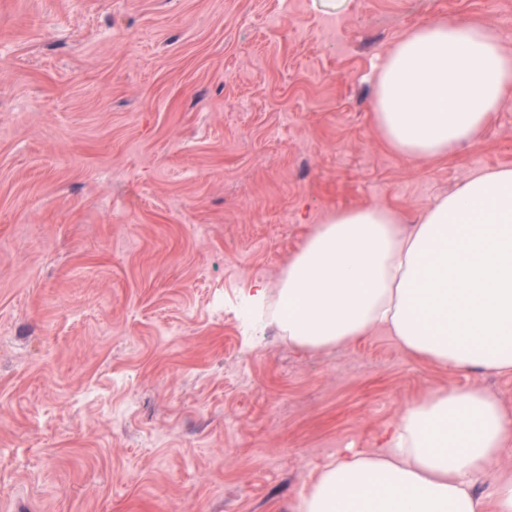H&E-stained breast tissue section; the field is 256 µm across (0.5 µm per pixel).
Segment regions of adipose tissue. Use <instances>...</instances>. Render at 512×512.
Instances as JSON below:
<instances>
[{
    "mask_svg": "<svg viewBox=\"0 0 512 512\" xmlns=\"http://www.w3.org/2000/svg\"><path fill=\"white\" fill-rule=\"evenodd\" d=\"M512 105V51L492 22L439 18L388 51L374 127L396 152L448 156ZM274 304L289 342L327 349L384 330L451 370L512 373V168L473 173L402 226L384 206L330 215L289 262L277 293L256 284L251 311ZM512 452V414L478 386L430 390L375 451L341 457L295 512H512V473L492 502L476 479Z\"/></svg>",
    "mask_w": 512,
    "mask_h": 512,
    "instance_id": "adipose-tissue-1",
    "label": "adipose tissue"
}]
</instances>
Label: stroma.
Returning a JSON list of instances; mask_svg holds the SVG:
<instances>
[{
  "label": "stroma",
  "mask_w": 512,
  "mask_h": 512,
  "mask_svg": "<svg viewBox=\"0 0 512 512\" xmlns=\"http://www.w3.org/2000/svg\"><path fill=\"white\" fill-rule=\"evenodd\" d=\"M491 0H0V512H294L451 371L377 332L244 329L336 209L416 223L512 168V107L443 158L376 133L386 52Z\"/></svg>",
  "instance_id": "obj_1"
}]
</instances>
